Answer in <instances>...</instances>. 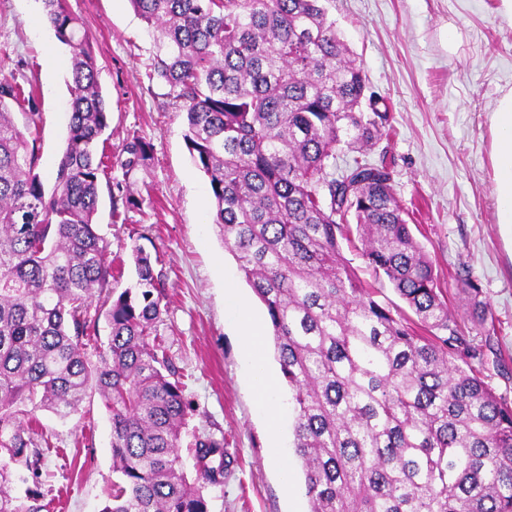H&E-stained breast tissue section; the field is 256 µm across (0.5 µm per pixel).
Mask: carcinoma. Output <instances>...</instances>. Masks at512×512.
Wrapping results in <instances>:
<instances>
[{"instance_id": "carcinoma-1", "label": "carcinoma", "mask_w": 512, "mask_h": 512, "mask_svg": "<svg viewBox=\"0 0 512 512\" xmlns=\"http://www.w3.org/2000/svg\"><path fill=\"white\" fill-rule=\"evenodd\" d=\"M71 53L68 139L52 184L8 112L32 81L0 66V512H42L34 413L65 418L95 385L112 427V499L101 512H208L224 484V438L178 448L189 402L158 337L160 255L134 245L136 278L112 295L101 341L95 290L114 277L96 231L98 144L110 127L93 47L68 0H42ZM154 39L149 79L186 113L185 140L214 197L212 223L265 306L292 391L294 448L310 512H512V406L471 361L433 263L395 196L392 162L368 159L389 113L321 0H130ZM344 166L337 159L346 154ZM151 146L127 137L124 176ZM113 207L136 208L115 184ZM356 224L363 263L416 315L375 299L344 257ZM475 329L487 319L467 284ZM95 354L93 361L90 354Z\"/></svg>"}]
</instances>
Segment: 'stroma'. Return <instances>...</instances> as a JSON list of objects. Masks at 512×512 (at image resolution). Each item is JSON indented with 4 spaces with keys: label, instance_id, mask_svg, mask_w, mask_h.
<instances>
[{
    "label": "stroma",
    "instance_id": "1",
    "mask_svg": "<svg viewBox=\"0 0 512 512\" xmlns=\"http://www.w3.org/2000/svg\"><path fill=\"white\" fill-rule=\"evenodd\" d=\"M500 0H324L330 19L391 128L370 153L394 162L393 185L408 222L431 259L462 327H470L463 290L475 283L495 328L480 371L512 403V232L497 224L490 164L489 114L512 88V22ZM93 45L99 82L112 113L106 152L110 182L129 134L149 141L152 159L137 174L140 208L113 215L101 193L97 230L112 253L122 291L135 277L134 244L156 251L167 272V306L158 326L166 355L190 403L179 452L192 465L194 434L223 436L233 464L223 486L208 488V512H309L304 474L293 448L291 393L279 377L272 339L261 353L274 372L280 408L270 427L258 408L241 347L240 302L258 319L263 305L212 224L213 196L185 141V114L169 89L148 78L153 42L129 0H69ZM0 64L32 79L39 171L50 177L66 146L70 52L43 18L41 0H0ZM52 437L41 490L50 512H100L112 493L111 428L96 389L79 413L36 414ZM292 484H284L282 462Z\"/></svg>",
    "mask_w": 512,
    "mask_h": 512
}]
</instances>
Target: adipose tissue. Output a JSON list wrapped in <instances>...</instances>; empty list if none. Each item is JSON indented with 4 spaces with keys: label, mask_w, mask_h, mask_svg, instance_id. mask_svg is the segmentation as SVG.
Segmentation results:
<instances>
[{
    "label": "adipose tissue",
    "mask_w": 512,
    "mask_h": 512,
    "mask_svg": "<svg viewBox=\"0 0 512 512\" xmlns=\"http://www.w3.org/2000/svg\"><path fill=\"white\" fill-rule=\"evenodd\" d=\"M491 153L495 191L498 197L497 221L512 229V89L503 92L490 118ZM245 354L250 361L256 396L267 419L279 418L278 409L271 398V379L259 355L264 330L255 318H247L240 326Z\"/></svg>",
    "instance_id": "ef3b65f1"
}]
</instances>
